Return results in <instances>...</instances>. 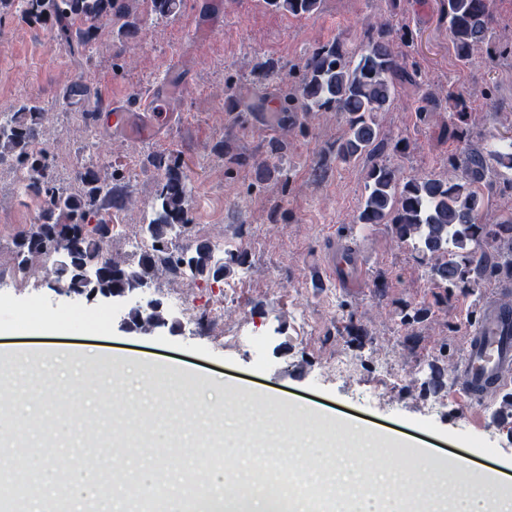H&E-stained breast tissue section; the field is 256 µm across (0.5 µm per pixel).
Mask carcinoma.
Here are the masks:
<instances>
[{"label":"carcinoma","instance_id":"carcinoma-1","mask_svg":"<svg viewBox=\"0 0 512 512\" xmlns=\"http://www.w3.org/2000/svg\"><path fill=\"white\" fill-rule=\"evenodd\" d=\"M136 0H0V8H11L30 20L65 29L68 44L84 47L92 42L102 23L112 16L132 15ZM153 11L161 17L175 15L181 0H151ZM270 8L294 16L310 15L320 8L321 0H265ZM448 32L458 60L467 63L472 51L495 39L497 31L490 0H447ZM413 37L403 32L396 36L388 22L372 26V33L358 60H353L342 43H326L307 56L300 74L283 73L276 64L260 65L263 79L286 84V77H298L296 88H287L280 111L294 125L299 118H314L324 112H336L346 118V129L336 142V160L350 163L364 154L380 149L377 116L388 110L398 85L407 82L416 87L420 111L428 112L437 102L436 92L427 83H419L406 69ZM452 112L448 113V138L460 145L458 154L448 159V178L412 177L399 181L396 169L387 164L374 165L368 172L367 194L357 218L364 230L372 224H386L394 238L407 242L414 238L434 256L433 278L444 289L441 301L459 288L474 292L483 284L512 282V212L507 210L493 224L482 222L485 181L492 171L512 172V151L470 147L466 125L471 120L467 101L460 93H448ZM46 118L42 109L31 103L20 105L0 117V161L14 160L28 193L44 197L39 223L14 240L13 260L20 272L38 267L50 257L60 256L53 268L51 288L60 294L94 295L130 293L143 288L165 266L193 279L203 277L219 281L224 265L206 243L191 251H169L172 239L189 224L188 201L192 187L179 157L157 153L151 163L163 171L158 185L153 218L142 225V234L151 246L132 262L122 265L112 259V227L91 224L93 207H112L124 197L112 186V175H103L88 164L81 174L82 187L67 192L54 179L47 151L36 141L39 125ZM429 310L406 304L401 321L412 325L424 321ZM173 319L165 308L153 306L150 317H142L140 308L127 314V324L135 330L165 327Z\"/></svg>","mask_w":512,"mask_h":512}]
</instances>
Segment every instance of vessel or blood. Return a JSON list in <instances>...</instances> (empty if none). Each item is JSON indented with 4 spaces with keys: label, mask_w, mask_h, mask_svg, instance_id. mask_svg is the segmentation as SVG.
Returning a JSON list of instances; mask_svg holds the SVG:
<instances>
[{
    "label": "vessel or blood",
    "mask_w": 512,
    "mask_h": 512,
    "mask_svg": "<svg viewBox=\"0 0 512 512\" xmlns=\"http://www.w3.org/2000/svg\"><path fill=\"white\" fill-rule=\"evenodd\" d=\"M99 108L111 113L113 126L123 127L131 113L152 111L154 105L149 101L118 105L105 96ZM458 382L463 395L470 399L512 385V306L493 304L484 310L469 332Z\"/></svg>",
    "instance_id": "obj_1"
}]
</instances>
